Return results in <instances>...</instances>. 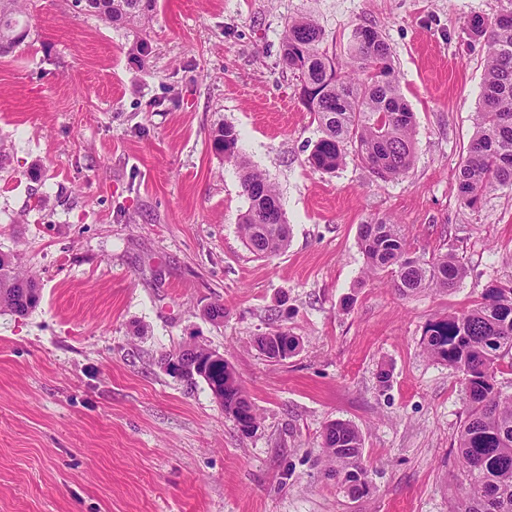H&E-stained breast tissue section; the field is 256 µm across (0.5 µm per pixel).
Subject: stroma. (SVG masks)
Masks as SVG:
<instances>
[{
    "label": "stroma",
    "instance_id": "35a3bbf8",
    "mask_svg": "<svg viewBox=\"0 0 512 512\" xmlns=\"http://www.w3.org/2000/svg\"><path fill=\"white\" fill-rule=\"evenodd\" d=\"M491 2L157 0L138 29L32 0V44L0 59V252L40 288L27 315L0 310V512H452L467 398L421 339L488 281L512 285V191L470 209L454 177L484 73L466 22ZM302 15L336 55L359 25L389 44L416 117L406 174L309 163L321 130L281 59ZM226 124L279 191L290 240L274 257L240 238L248 200L213 146ZM381 220L413 253L456 254L460 286L406 297L367 276L359 227ZM278 328L300 346L274 362L255 339ZM188 344L233 366L253 434L161 367ZM336 419L363 437L357 498L321 448Z\"/></svg>",
    "mask_w": 512,
    "mask_h": 512
}]
</instances>
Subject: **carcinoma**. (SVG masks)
Wrapping results in <instances>:
<instances>
[{
  "label": "carcinoma",
  "instance_id": "1",
  "mask_svg": "<svg viewBox=\"0 0 512 512\" xmlns=\"http://www.w3.org/2000/svg\"><path fill=\"white\" fill-rule=\"evenodd\" d=\"M156 0H102L96 16L115 26H137ZM29 0H0V58L31 39ZM467 34L487 45L475 133L456 170L458 196L469 208L491 191L512 190V0H493L490 13L474 15ZM283 60L313 94L303 105L317 120L322 137L309 155L311 165L333 172L348 148L383 181L405 174L414 162V112L400 92L389 45L372 27L353 29L347 61L322 50L325 31L313 19L295 17L284 26ZM214 149L241 171L249 207L241 217L246 247L260 257L288 246L289 225L276 186L253 169L239 148L235 128L216 130ZM359 247L366 270L383 273L404 295L452 291L466 268L452 253L417 255L407 247L400 225L378 221L360 226ZM40 300L34 279L20 271L18 258L0 253V308L26 315ZM423 352L464 376L468 414L457 436L460 495L453 512H512V394L497 385L498 362L512 356V287L496 281L474 306L430 321ZM184 365L180 377L200 378L243 428H257L258 415L224 355L195 354L187 347L162 355L160 364ZM325 461L337 484L355 498L368 489L363 439L349 422L328 423L322 435Z\"/></svg>",
  "mask_w": 512,
  "mask_h": 512
}]
</instances>
